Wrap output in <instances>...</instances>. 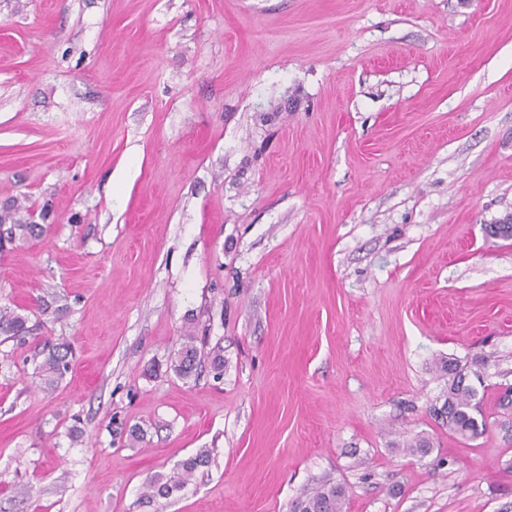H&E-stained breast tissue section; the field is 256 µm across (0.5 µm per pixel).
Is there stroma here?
<instances>
[{"mask_svg":"<svg viewBox=\"0 0 512 512\" xmlns=\"http://www.w3.org/2000/svg\"><path fill=\"white\" fill-rule=\"evenodd\" d=\"M9 200L0 308L73 358L0 344V512H512V0H0ZM19 210L15 204L6 203L0 207V256L47 232L44 224L19 216ZM181 347L170 359V370L178 376L188 379L197 374L200 363L199 351L194 336H183ZM39 354H42L43 358L35 363V370L39 376L44 377L45 384L54 386V383H58L70 369L71 344L68 342L51 344L47 340L36 356ZM448 374H453L448 383V392L439 409L434 408V413L440 417L442 424L448 429L462 436L475 438L482 433L485 422L480 423L476 417L478 403L474 402L477 389L467 382V377L462 371H457L448 364ZM208 453L201 451L195 456L184 460L176 472H173L166 481H153L147 485L150 490L147 496L149 498H167L174 492L183 489L195 476L196 470L208 463ZM345 489L339 483L326 482L294 505V512H341Z\"/></svg>","mask_w":512,"mask_h":512,"instance_id":"stroma-1","label":"stroma"}]
</instances>
